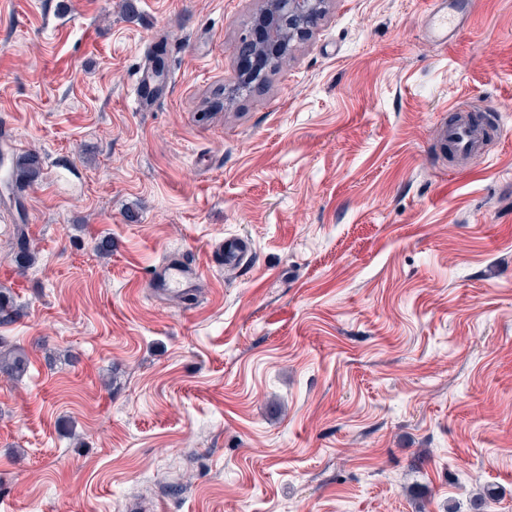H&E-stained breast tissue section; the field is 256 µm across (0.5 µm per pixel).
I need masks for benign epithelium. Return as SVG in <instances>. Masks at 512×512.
Wrapping results in <instances>:
<instances>
[{"instance_id": "benign-epithelium-1", "label": "benign epithelium", "mask_w": 512, "mask_h": 512, "mask_svg": "<svg viewBox=\"0 0 512 512\" xmlns=\"http://www.w3.org/2000/svg\"><path fill=\"white\" fill-rule=\"evenodd\" d=\"M324 3L325 0H267L265 11L242 38L238 48L240 72L228 92L249 91L261 85L266 74L277 67L281 50L287 45L282 36L292 39L308 35L312 20L323 12Z\"/></svg>"}]
</instances>
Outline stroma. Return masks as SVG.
Returning a JSON list of instances; mask_svg holds the SVG:
<instances>
[{"instance_id":"35a3bbf8","label":"stroma","mask_w":512,"mask_h":512,"mask_svg":"<svg viewBox=\"0 0 512 512\" xmlns=\"http://www.w3.org/2000/svg\"><path fill=\"white\" fill-rule=\"evenodd\" d=\"M265 4L0 0V512H512V0L445 48L427 0H327L200 119ZM461 102L488 158L432 134ZM171 258L193 301L154 297ZM43 173V164L37 152H27L13 161L12 180L15 183L31 184ZM254 245L249 238L225 237L212 248V257L218 265L227 267L241 266L247 257L253 254ZM28 359L24 354L17 353L1 355L0 353V375L7 377H20L26 374Z\"/></svg>"}]
</instances>
